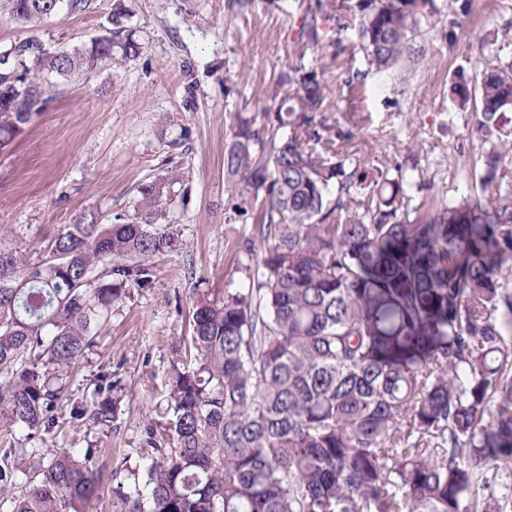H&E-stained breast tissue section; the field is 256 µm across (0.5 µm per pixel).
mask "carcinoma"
I'll use <instances>...</instances> for the list:
<instances>
[{
  "label": "carcinoma",
  "mask_w": 512,
  "mask_h": 512,
  "mask_svg": "<svg viewBox=\"0 0 512 512\" xmlns=\"http://www.w3.org/2000/svg\"><path fill=\"white\" fill-rule=\"evenodd\" d=\"M51 2L9 10L34 25ZM432 2L342 0L343 27L369 66L401 71L426 53L416 36ZM116 38L61 54L16 45L24 85L0 86V150L46 103L51 78L118 64ZM320 43L313 18L301 55ZM482 75L489 131L512 109V65L486 63ZM277 86L266 136L238 112L224 154L241 177L237 208L258 207L242 248L257 240L263 256L246 268L249 287L196 304L167 371L166 412L145 429L155 458L132 512H507L509 497L475 489L491 487L495 462L512 474V155L486 156L481 200L399 220L406 182L346 171L353 136L315 118L332 93L317 68L283 70ZM449 92L469 106L466 82ZM177 183L142 184L131 220L68 225L40 263L0 250V409L13 424L54 432L89 336L130 289L152 286L155 256L183 246L164 223ZM111 391L71 402L68 420L110 425ZM11 455L0 457V497L12 512H82L96 495L91 448L39 461L18 497Z\"/></svg>",
  "instance_id": "obj_1"
}]
</instances>
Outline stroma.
<instances>
[{
  "label": "stroma",
  "instance_id": "stroma-1",
  "mask_svg": "<svg viewBox=\"0 0 512 512\" xmlns=\"http://www.w3.org/2000/svg\"><path fill=\"white\" fill-rule=\"evenodd\" d=\"M339 0H82L38 26L10 16L0 0V52L35 40L48 52L90 46L109 31L115 6L139 52L120 67L58 80L29 125L0 150V248L40 262L67 225L133 217L141 184L168 172L180 178L166 221L182 249L154 260L152 287L131 289L85 349L68 381L69 400L89 395L110 374L119 399L112 426L60 423L35 434L0 413V449H12L18 486L51 448L94 449L102 484L87 512H129L116 486L133 489L150 456L148 421L164 406V380L188 319L203 297L246 284L253 214L236 209V179L224 169L234 116L271 105L281 70L300 65L294 43L306 14H318L323 55L316 60L333 89L337 131L353 133L347 168L368 161L374 177L403 179L401 213L422 202L480 197L488 152L512 143V112L481 129L475 107L459 109L448 86L481 80L482 58L512 64V0H434L422 22L423 60L404 73L369 69L352 31L342 30ZM362 72L358 90L346 80Z\"/></svg>",
  "mask_w": 512,
  "mask_h": 512
}]
</instances>
